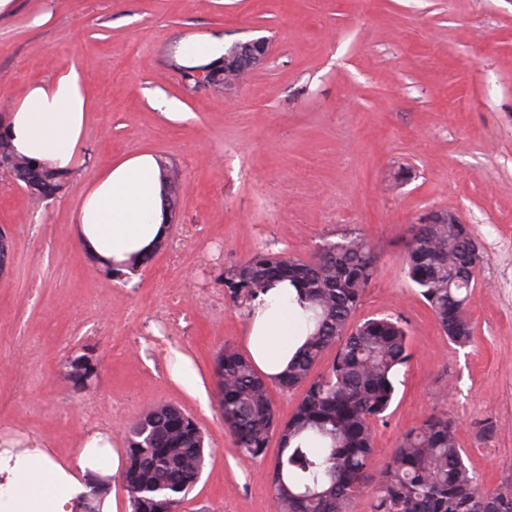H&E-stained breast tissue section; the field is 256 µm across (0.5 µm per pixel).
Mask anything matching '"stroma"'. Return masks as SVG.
I'll use <instances>...</instances> for the list:
<instances>
[{"mask_svg":"<svg viewBox=\"0 0 512 512\" xmlns=\"http://www.w3.org/2000/svg\"><path fill=\"white\" fill-rule=\"evenodd\" d=\"M52 12L50 24L34 17ZM257 36L273 47L234 100L187 88L171 64L180 41ZM93 99L81 166L61 197L34 202L0 172V226L10 262L0 276V432L22 428L65 455L108 430L118 448L150 405L173 404L205 434L200 482L182 512H272L264 460L241 456L216 404L175 385L170 350L206 386L216 352L244 348L248 309L219 268L262 250L309 258L325 240L359 234L378 254L355 318L406 321L410 359L398 374L371 465L445 411L486 485L512 473V0H18L0 19V106L66 66ZM178 104L185 119L154 105ZM144 151L176 164L169 225L203 235L195 250L156 254L135 277L107 278L80 251L72 215L108 162ZM457 212L483 251L468 306L473 341L453 345L405 273L412 224ZM193 300L170 342H146L169 315L168 295ZM96 346L100 377L73 394L70 352ZM492 419L495 435L479 438Z\"/></svg>","mask_w":512,"mask_h":512,"instance_id":"35a3bbf8","label":"stroma"}]
</instances>
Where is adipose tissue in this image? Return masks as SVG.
<instances>
[{"instance_id": "obj_1", "label": "adipose tissue", "mask_w": 512, "mask_h": 512, "mask_svg": "<svg viewBox=\"0 0 512 512\" xmlns=\"http://www.w3.org/2000/svg\"><path fill=\"white\" fill-rule=\"evenodd\" d=\"M223 55V41L196 37L178 45L175 59L180 66L202 68ZM91 108L77 67L28 84L6 107L14 154L75 170ZM169 224L158 160L143 152L98 172L74 212L72 230L93 261L120 269L130 255L153 252L167 239ZM304 342L296 291L285 281L273 284L249 318V356L273 382ZM123 467L122 451L105 432L85 437L63 461L52 458L41 440L1 438L0 512H78L89 484L111 482Z\"/></svg>"}]
</instances>
